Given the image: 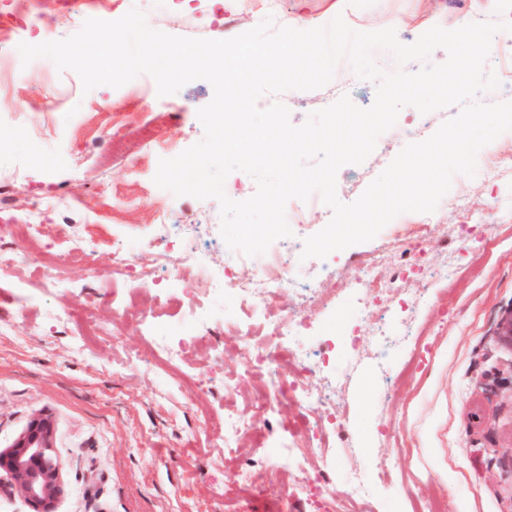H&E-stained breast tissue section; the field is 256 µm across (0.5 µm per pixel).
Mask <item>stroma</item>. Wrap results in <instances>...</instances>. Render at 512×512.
I'll return each instance as SVG.
<instances>
[{
    "mask_svg": "<svg viewBox=\"0 0 512 512\" xmlns=\"http://www.w3.org/2000/svg\"><path fill=\"white\" fill-rule=\"evenodd\" d=\"M95 0L63 18L58 38L78 32L86 19L114 21L124 9L150 13L153 29L174 36L228 39L250 30L257 15L274 9L295 28L319 27L336 16L357 31L394 28L414 43L439 26L448 30L477 15L512 21V0ZM235 28H227L228 18ZM374 82L340 60L326 86L262 96L259 107L281 102L292 124L328 106L329 96L372 105ZM213 97L211 84L194 80L176 94L141 98L109 86L83 91L78 75L49 66L46 81L10 80L0 92V170L14 172L22 201L65 191L101 216L78 232L95 243L84 254L71 248L76 230L49 214L28 247L33 259L0 278V449L10 447L36 417L54 428L55 458L63 493L56 512H299L286 491L316 487L330 475L337 512H414L439 496L448 512H512V345L500 325L512 316V214L501 208L512 178L485 182L455 176L433 212L426 241L386 225L372 240L300 263L306 285L336 284L341 306L357 307L346 290L354 264L379 252L409 254L406 280L425 303L422 311L398 302L375 312L404 323L418 336L415 354L396 337L373 344L361 337L348 360L317 375L328 390H342L333 447L308 456L300 469L277 461L267 440L299 415L289 406L269 423L252 427L224 450V415L250 417L255 384L242 374L244 359L233 330L244 317L232 305L216 309L203 293L171 295L147 286L140 310L152 312L175 339L185 342L181 371L195 384L175 387L167 371L139 364L135 356L151 337L106 297L128 294L133 277L112 275V249L122 244L147 263L138 240L159 208L171 210L178 236H192L215 263L230 250L221 235L215 199H162L154 182L160 159L200 142L199 108ZM474 215L462 225L458 205ZM456 273L439 274L447 263ZM207 315L198 332L181 318L186 302ZM73 319L59 323V309ZM271 315H300L313 328L302 346L315 351L329 334L325 307L297 298L275 303ZM339 459L330 468V459ZM353 473L373 495L343 499ZM312 497L306 512L332 508Z\"/></svg>",
    "mask_w": 512,
    "mask_h": 512,
    "instance_id": "1",
    "label": "stroma"
}]
</instances>
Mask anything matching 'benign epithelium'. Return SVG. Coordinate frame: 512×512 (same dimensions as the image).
<instances>
[{"label": "benign epithelium", "mask_w": 512, "mask_h": 512, "mask_svg": "<svg viewBox=\"0 0 512 512\" xmlns=\"http://www.w3.org/2000/svg\"><path fill=\"white\" fill-rule=\"evenodd\" d=\"M0 472L9 492L23 498L31 512H55L62 483L49 419L34 418L11 447L0 450Z\"/></svg>", "instance_id": "obj_1"}]
</instances>
